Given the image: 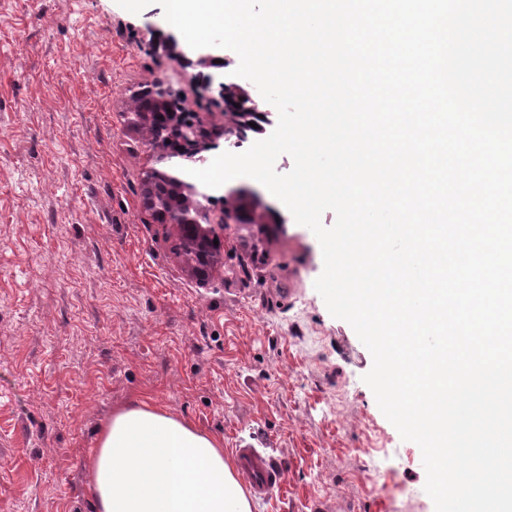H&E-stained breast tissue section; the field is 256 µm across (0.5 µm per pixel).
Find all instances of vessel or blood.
Instances as JSON below:
<instances>
[{
  "mask_svg": "<svg viewBox=\"0 0 512 512\" xmlns=\"http://www.w3.org/2000/svg\"><path fill=\"white\" fill-rule=\"evenodd\" d=\"M234 455L238 476L252 497L266 501L282 492L283 470L264 444L244 437L239 438L235 444Z\"/></svg>",
  "mask_w": 512,
  "mask_h": 512,
  "instance_id": "b4317fda",
  "label": "vessel or blood"
}]
</instances>
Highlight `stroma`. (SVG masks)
I'll use <instances>...</instances> for the list:
<instances>
[{
    "instance_id": "stroma-1",
    "label": "stroma",
    "mask_w": 512,
    "mask_h": 512,
    "mask_svg": "<svg viewBox=\"0 0 512 512\" xmlns=\"http://www.w3.org/2000/svg\"><path fill=\"white\" fill-rule=\"evenodd\" d=\"M152 4L0 0V512H92L99 431L145 401L222 442L267 444L283 492L254 512H435L419 446L363 377L370 351L314 288L313 232L265 187L261 224L219 233L197 276L143 206L125 107L169 81L205 124L202 69Z\"/></svg>"
}]
</instances>
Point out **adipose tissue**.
I'll list each match as a JSON object with an SVG mask.
<instances>
[{"label":"adipose tissue","mask_w":512,"mask_h":512,"mask_svg":"<svg viewBox=\"0 0 512 512\" xmlns=\"http://www.w3.org/2000/svg\"><path fill=\"white\" fill-rule=\"evenodd\" d=\"M90 473L93 512H252L219 440L146 402L112 416Z\"/></svg>","instance_id":"1"}]
</instances>
